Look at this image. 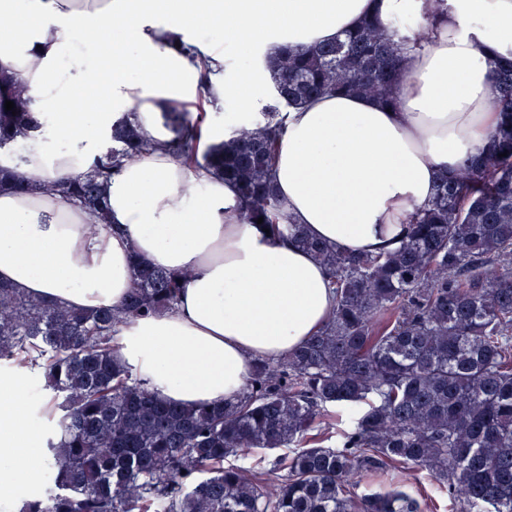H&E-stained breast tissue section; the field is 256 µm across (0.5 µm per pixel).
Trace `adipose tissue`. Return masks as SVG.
I'll return each instance as SVG.
<instances>
[{"label": "adipose tissue", "mask_w": 512, "mask_h": 512, "mask_svg": "<svg viewBox=\"0 0 512 512\" xmlns=\"http://www.w3.org/2000/svg\"><path fill=\"white\" fill-rule=\"evenodd\" d=\"M425 0H0V70L53 120L0 167V281L93 312L120 306L130 261L188 278L174 312L120 328L116 361L160 400L220 405L246 387L254 359L277 360L326 324L325 268L289 239L240 221L236 188L173 151L165 114L235 101L244 125L268 103L264 61L279 46L330 42L367 16L422 18ZM217 33L202 41L199 27ZM403 80L386 106L328 95L287 110L274 174L286 211L312 237L351 253L397 246L441 173L489 141L499 116L494 63L512 58V0H447L427 40L402 31ZM74 46L63 64L65 46ZM132 115L151 147L105 184L107 219L43 183L82 177ZM96 224L89 233L88 224ZM45 466L24 373L0 377V485Z\"/></svg>", "instance_id": "1"}]
</instances>
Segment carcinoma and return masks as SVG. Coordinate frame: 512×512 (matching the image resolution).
Returning <instances> with one entry per match:
<instances>
[{"instance_id": "cac0c4a2", "label": "carcinoma", "mask_w": 512, "mask_h": 512, "mask_svg": "<svg viewBox=\"0 0 512 512\" xmlns=\"http://www.w3.org/2000/svg\"><path fill=\"white\" fill-rule=\"evenodd\" d=\"M401 45L396 29L366 18L333 42L282 46L266 58L277 103L327 92L391 103ZM493 75L500 120L488 146L443 172L407 236L375 255L342 251L285 216L272 173L285 128L277 108L200 159L197 125L172 115L175 150L234 183L242 223L263 218L328 269L332 316L287 357L256 360L237 399L180 406L117 363L111 342L114 327L173 310L187 273L136 259L126 302L95 312L0 283V360L39 369L56 406L45 489L18 512H420L402 490H348L360 468L402 465L448 484L460 512H512V59ZM38 127L28 89L11 83L0 150ZM111 139L84 177L43 191L103 218L104 179L147 148L128 118ZM338 406L350 427L321 446ZM254 448L285 451L278 480L226 463Z\"/></svg>"}]
</instances>
